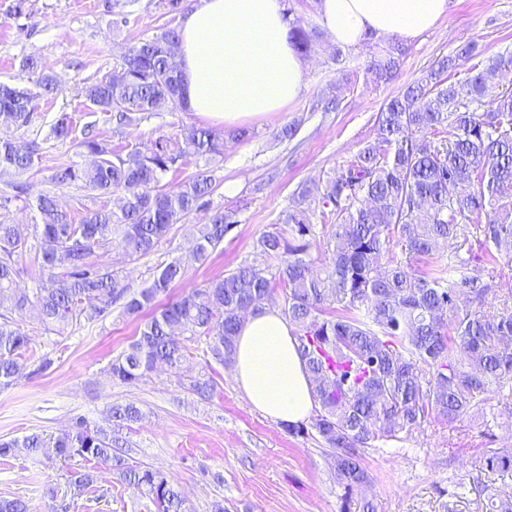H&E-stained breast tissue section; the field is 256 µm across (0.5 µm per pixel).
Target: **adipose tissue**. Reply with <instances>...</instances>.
<instances>
[{"label": "adipose tissue", "instance_id": "ef3b65f1", "mask_svg": "<svg viewBox=\"0 0 512 512\" xmlns=\"http://www.w3.org/2000/svg\"><path fill=\"white\" fill-rule=\"evenodd\" d=\"M330 41L360 47L368 34L410 40L437 25L448 0H318ZM177 62L187 111L227 126L279 112L304 88L280 0H201L180 28ZM234 378L266 419L305 421L314 401L291 327L277 310L251 313L236 338Z\"/></svg>", "mask_w": 512, "mask_h": 512}]
</instances>
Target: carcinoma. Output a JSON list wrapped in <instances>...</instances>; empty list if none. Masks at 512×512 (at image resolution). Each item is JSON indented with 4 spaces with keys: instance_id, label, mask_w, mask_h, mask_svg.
<instances>
[{
    "instance_id": "cac0c4a2",
    "label": "carcinoma",
    "mask_w": 512,
    "mask_h": 512,
    "mask_svg": "<svg viewBox=\"0 0 512 512\" xmlns=\"http://www.w3.org/2000/svg\"><path fill=\"white\" fill-rule=\"evenodd\" d=\"M294 49L314 51L317 32L290 20ZM179 43L178 28L128 49L105 78L83 87L84 98L117 126H133L152 112L185 110L181 72L167 48ZM405 49L399 43L374 55L377 80L388 82ZM474 56L466 46L431 66L427 77L392 97L377 113L375 137L347 164L336 169L322 190L323 205L336 215L328 244L330 266L314 272V228L302 191L288 212V230L261 236L256 257L202 288L167 303L144 323L136 339L112 360L109 378L133 384L157 367L177 378L191 372L188 347L175 332L204 338L206 352L221 364L233 363L237 331L245 308L258 311L274 284L284 292L282 315L293 326L297 351L310 380L315 404L312 428L344 486L343 512H375L351 491L368 484L364 453L379 441L419 428L432 417L461 421L488 401L512 400V308H473L490 291L486 278L498 264L496 252L512 240V87L490 94L489 74L512 69V54L500 55L481 70L472 65L462 83L452 81ZM37 90L0 83V124L21 130L33 117L38 97L57 90L56 79L39 76ZM448 128V138L434 139ZM71 116L51 126L56 140L70 141L93 164L55 169L48 181L99 195L121 193L117 209L78 202L80 219L64 211L56 193L26 178L41 159L37 141L19 149L0 138V173L13 175L0 193V387L11 386L26 368L32 338L19 324L37 311L40 332L62 336L81 320L112 313L138 316L185 276V262L166 264L150 287L128 292L121 273L97 257L121 247L129 256L149 254L171 225L209 206L212 180L200 172L177 183L163 176L189 156L209 161L223 154L224 134L194 127L184 138L160 134L132 147L112 148L94 124L74 136ZM22 201L38 221L23 226L9 219ZM238 223L237 211L220 209L207 224L193 227L189 260L202 263ZM38 242L35 264L39 288L19 293L16 280L28 238ZM403 256L381 260L390 242ZM447 253L430 268L419 262ZM202 399L213 394V378L189 377ZM132 403L109 409V426L78 417L46 439L37 433L22 441L0 439V457L24 452L32 458L112 463L116 480L148 498L155 512H188L178 487L163 472L129 463L132 446L123 430L138 421ZM481 469L512 473V449L494 451ZM94 483L88 469L65 475L70 497Z\"/></svg>"
}]
</instances>
